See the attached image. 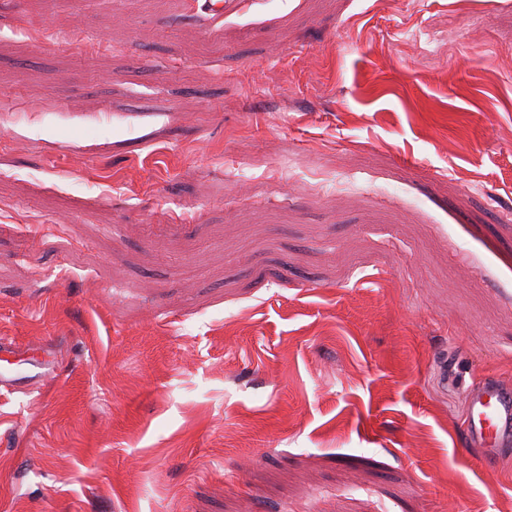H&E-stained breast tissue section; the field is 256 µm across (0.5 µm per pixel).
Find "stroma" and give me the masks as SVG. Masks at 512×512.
Masks as SVG:
<instances>
[{"label": "stroma", "mask_w": 512, "mask_h": 512, "mask_svg": "<svg viewBox=\"0 0 512 512\" xmlns=\"http://www.w3.org/2000/svg\"><path fill=\"white\" fill-rule=\"evenodd\" d=\"M0 0L6 512H505L512 0ZM18 347L13 343L0 342V362H5L8 366L2 367L0 364V388H12L18 384L22 378L15 376L12 366L14 362L10 359L15 358ZM466 403L465 435L482 448L486 463L495 464L512 443V392L488 383L469 390Z\"/></svg>", "instance_id": "35a3bbf8"}]
</instances>
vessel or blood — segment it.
<instances>
[{"instance_id":"vessel-or-blood-1","label":"vessel or blood","mask_w":512,"mask_h":512,"mask_svg":"<svg viewBox=\"0 0 512 512\" xmlns=\"http://www.w3.org/2000/svg\"><path fill=\"white\" fill-rule=\"evenodd\" d=\"M17 347L0 342V388L15 387L19 381L9 361ZM466 437L483 450L486 463H497L502 451L512 445V391L490 383L469 390L466 395Z\"/></svg>"}]
</instances>
